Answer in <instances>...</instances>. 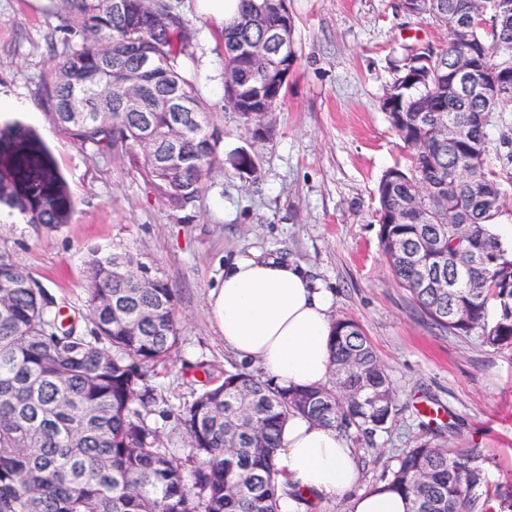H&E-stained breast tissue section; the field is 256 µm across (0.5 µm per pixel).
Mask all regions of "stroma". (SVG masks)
<instances>
[{"label": "stroma", "mask_w": 512, "mask_h": 512, "mask_svg": "<svg viewBox=\"0 0 512 512\" xmlns=\"http://www.w3.org/2000/svg\"><path fill=\"white\" fill-rule=\"evenodd\" d=\"M174 3L193 47L183 66L224 128V163L185 217L165 205L124 151L92 157L47 114L41 89L59 38V0H0V119L37 130L75 202L72 223L55 231L4 218L0 250L71 316L86 311L91 251L129 252L167 279L178 297V344L152 383L173 408L235 363L212 312L225 260L261 252L304 264L332 293L334 317L362 327L397 390L387 429L350 440L360 489L378 485L416 441L443 433L483 459L486 482L473 492L474 512H508L501 497L512 493V348L493 350L432 328L394 281L378 244L376 187L404 153L381 102L408 47H446L447 28L407 16L398 0H288L297 58L282 110L256 144L224 109L221 23L199 13L197 0ZM243 149L255 173L231 165ZM422 401L442 406L445 418L426 422L416 410Z\"/></svg>", "instance_id": "35a3bbf8"}]
</instances>
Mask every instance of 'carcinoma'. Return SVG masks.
Returning <instances> with one entry per match:
<instances>
[{"mask_svg": "<svg viewBox=\"0 0 512 512\" xmlns=\"http://www.w3.org/2000/svg\"><path fill=\"white\" fill-rule=\"evenodd\" d=\"M62 51L54 54L43 103L82 149L120 148L173 187L169 209L195 208L221 163L215 125L198 81L180 66L192 55L172 0H61ZM276 0H241L224 23V60L254 41L276 47L284 24ZM509 17L478 14L477 0H407V15L439 25L468 21L466 52L481 71L512 73ZM405 58L388 90L387 121L406 151L376 195L379 246L397 284L431 324L493 349L512 348V245L495 232L504 185L512 184V123L477 97L448 96L453 45L426 68ZM139 86L128 93L129 76ZM224 94L262 141L284 103L263 60L240 70ZM499 129L493 140L489 131ZM50 229L71 223L74 200L35 130L0 126V208ZM477 255L480 262L465 265ZM88 325L58 322L55 301L10 254L0 252V512H279L292 495L274 457L282 424L306 417L344 434L386 429L396 394L361 327L333 323V378L283 390L243 368L176 411L151 384L178 340V297L126 252L90 253ZM157 411L188 438L181 461L144 414ZM478 456L447 442L405 449L384 478L410 512H469L484 483Z\"/></svg>", "mask_w": 512, "mask_h": 512, "instance_id": "carcinoma-1", "label": "carcinoma"}]
</instances>
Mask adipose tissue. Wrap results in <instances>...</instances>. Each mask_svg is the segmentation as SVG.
Returning <instances> with one entry per match:
<instances>
[{
    "instance_id": "1",
    "label": "adipose tissue",
    "mask_w": 512,
    "mask_h": 512,
    "mask_svg": "<svg viewBox=\"0 0 512 512\" xmlns=\"http://www.w3.org/2000/svg\"><path fill=\"white\" fill-rule=\"evenodd\" d=\"M332 305L331 292L305 265L260 253L225 261L214 303L225 349L286 390L330 381ZM276 463L291 488L304 495L350 494V512H408L407 499L385 485L355 492L360 470L354 448L317 422L289 418Z\"/></svg>"
}]
</instances>
